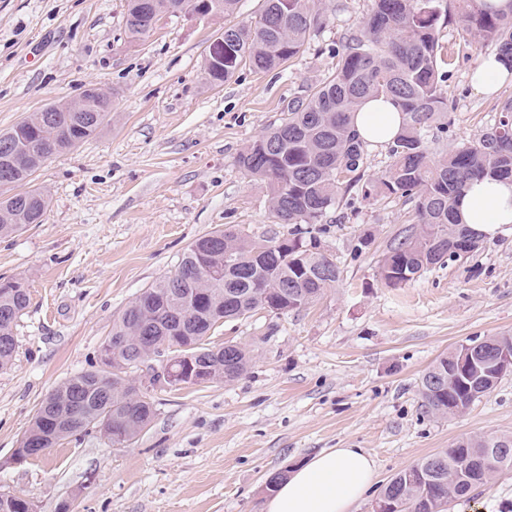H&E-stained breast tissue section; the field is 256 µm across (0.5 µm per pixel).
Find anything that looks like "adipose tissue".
Wrapping results in <instances>:
<instances>
[{
    "label": "adipose tissue",
    "mask_w": 512,
    "mask_h": 512,
    "mask_svg": "<svg viewBox=\"0 0 512 512\" xmlns=\"http://www.w3.org/2000/svg\"><path fill=\"white\" fill-rule=\"evenodd\" d=\"M403 114L389 99L363 102L353 121L370 145L388 143L401 129ZM464 224L481 235L512 224V180L470 182L458 201ZM375 482V464L360 448H329L286 470L265 501V512H351Z\"/></svg>",
    "instance_id": "1"
}]
</instances>
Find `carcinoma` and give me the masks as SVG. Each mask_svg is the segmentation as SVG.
Wrapping results in <instances>:
<instances>
[{"label":"carcinoma","mask_w":512,"mask_h":512,"mask_svg":"<svg viewBox=\"0 0 512 512\" xmlns=\"http://www.w3.org/2000/svg\"><path fill=\"white\" fill-rule=\"evenodd\" d=\"M143 0H129L126 35L136 43L147 34ZM159 10L194 14L210 3L212 13L229 15L240 0H154ZM324 12L317 0H264L248 25L224 28V51L205 58L209 84L224 83L241 68L274 70L295 59L319 32ZM454 26L468 44L512 59V10L494 9L486 0H372L362 30L334 48L336 67L288 101L280 123L267 129L238 156L243 171L267 184L271 212L278 224H291L290 237L250 240L218 229L193 242L173 274L138 295L112 324L99 345L105 362L79 372L41 400L26 438L46 448L91 428L116 444H128L156 414L146 393L137 394L127 370L148 343L165 342L177 353L175 367L191 378L230 382L247 372L250 357L235 344L213 345L209 333L220 320L246 316L257 308L299 310L339 278L322 276L331 259L317 249L311 224H322L329 210L355 191L395 196L415 202L419 229L390 248L379 279L396 288L432 267L480 248L459 223L456 197L473 179L512 177V99L498 104V122L479 138L453 150L430 152L431 131L448 132V103L441 82L451 53L442 31ZM385 96L403 112L401 131L388 143L389 167L374 179L365 177L366 143L353 132L359 104ZM110 107L96 112H69L66 104L34 112L26 123L36 135L14 138L15 128L0 133V237L42 221L48 195L28 187L47 154L71 150L95 135ZM298 239L301 249L275 260L262 247ZM230 255L235 264L224 265ZM29 305L28 285L21 279L0 282V370L16 351L14 326ZM456 351L438 358L421 380L422 407L433 416L465 411L486 387L482 378L458 370ZM512 447V436L474 437L426 456L400 471L380 497L398 500L402 512H442L448 495L468 494L505 470L485 461L483 449ZM0 512H29V502L0 489Z\"/></svg>","instance_id":"carcinoma-1"}]
</instances>
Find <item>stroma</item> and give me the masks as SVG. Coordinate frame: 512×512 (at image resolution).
Listing matches in <instances>:
<instances>
[{
    "mask_svg": "<svg viewBox=\"0 0 512 512\" xmlns=\"http://www.w3.org/2000/svg\"><path fill=\"white\" fill-rule=\"evenodd\" d=\"M326 23L279 71L238 72L207 83L208 45L250 23L263 0L234 14L167 18L139 44L125 34L128 0H0V131L88 84L112 95V118L95 136L47 160L31 185L47 192L42 223L0 238V278L26 281L30 304L17 348L0 371V459L20 442L42 398L97 361L127 304L174 272L184 250L228 227L253 239L284 237L265 184L247 176L242 147L282 117L309 80L332 72L331 49L359 32L371 0H322ZM454 63L443 85L448 136L435 152L494 126L512 77L478 92L483 56L453 27ZM414 204L356 199L317 232L339 279L299 310H256L218 323L213 344L250 350L232 382L157 389L152 422L134 443L96 430L38 459L0 469V488L37 512H263L265 481L325 448H362L377 480L355 512H372L381 488L419 459L463 438L512 435V372L462 413L435 417L419 395L441 355L488 336L512 335V224L483 248L396 288L379 266L415 229ZM372 244L354 246L362 234ZM447 512H512V471Z\"/></svg>",
    "mask_w": 512,
    "mask_h": 512,
    "instance_id": "stroma-1",
    "label": "stroma"
}]
</instances>
